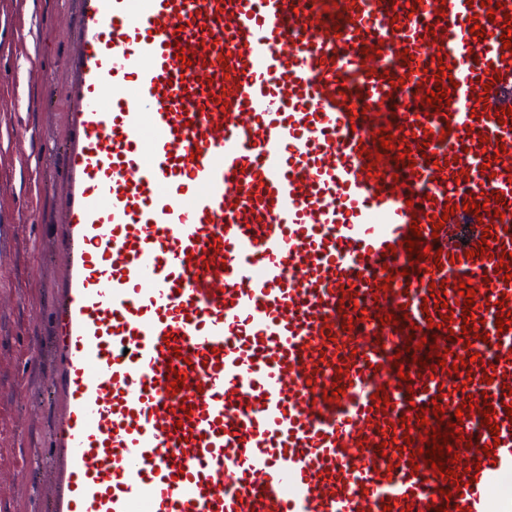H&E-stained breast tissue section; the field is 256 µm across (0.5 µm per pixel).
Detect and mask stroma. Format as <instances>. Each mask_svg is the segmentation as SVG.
I'll return each mask as SVG.
<instances>
[{
  "label": "stroma",
  "mask_w": 512,
  "mask_h": 512,
  "mask_svg": "<svg viewBox=\"0 0 512 512\" xmlns=\"http://www.w3.org/2000/svg\"><path fill=\"white\" fill-rule=\"evenodd\" d=\"M77 0H0V512H45L64 68Z\"/></svg>",
  "instance_id": "1"
}]
</instances>
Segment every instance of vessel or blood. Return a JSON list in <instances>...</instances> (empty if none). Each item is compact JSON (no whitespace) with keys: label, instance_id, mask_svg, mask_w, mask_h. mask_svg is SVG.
Segmentation results:
<instances>
[{"label":"vessel or blood","instance_id":"b4317fda","mask_svg":"<svg viewBox=\"0 0 512 512\" xmlns=\"http://www.w3.org/2000/svg\"><path fill=\"white\" fill-rule=\"evenodd\" d=\"M510 13L78 0L51 512H512Z\"/></svg>","mask_w":512,"mask_h":512}]
</instances>
